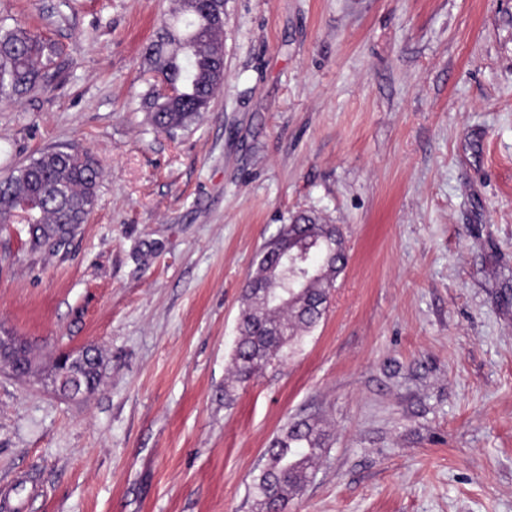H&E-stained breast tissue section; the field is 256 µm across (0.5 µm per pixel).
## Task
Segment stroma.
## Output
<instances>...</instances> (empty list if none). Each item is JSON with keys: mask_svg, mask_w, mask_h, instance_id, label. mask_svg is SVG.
Listing matches in <instances>:
<instances>
[{"mask_svg": "<svg viewBox=\"0 0 512 512\" xmlns=\"http://www.w3.org/2000/svg\"><path fill=\"white\" fill-rule=\"evenodd\" d=\"M174 0H0L62 49L0 98V178L102 170L66 246L0 232V483L24 512H255L291 421L327 436L289 512H512V0H225L224 85L156 132L146 53ZM312 211L349 261L293 356L231 373L242 285ZM96 346L101 381L54 391Z\"/></svg>", "mask_w": 512, "mask_h": 512, "instance_id": "1", "label": "stroma"}]
</instances>
